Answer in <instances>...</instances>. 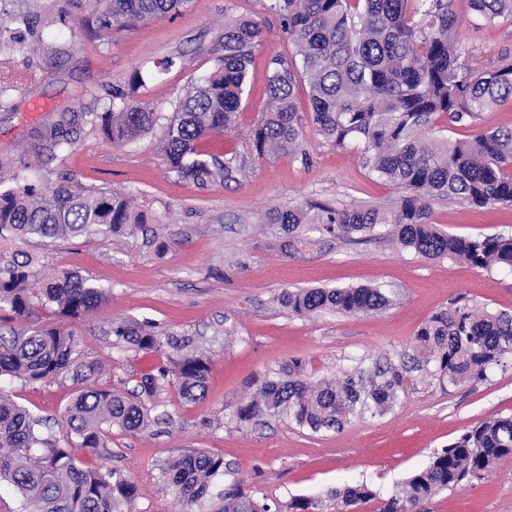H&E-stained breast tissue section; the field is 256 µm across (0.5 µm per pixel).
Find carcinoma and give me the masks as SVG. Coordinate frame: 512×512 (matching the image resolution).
<instances>
[{
  "label": "carcinoma",
  "mask_w": 512,
  "mask_h": 512,
  "mask_svg": "<svg viewBox=\"0 0 512 512\" xmlns=\"http://www.w3.org/2000/svg\"><path fill=\"white\" fill-rule=\"evenodd\" d=\"M99 29L132 27L151 18L176 14L189 0H99ZM487 23L512 20V0H471ZM264 9L278 19L295 43L298 59L274 55L268 63L267 109L253 129L260 157L284 151L308 161L300 141L295 88L303 83L312 121L334 147L357 148L376 177L400 187L397 205L273 208L267 219L288 234V246L302 239L303 224L332 237L355 241L386 226L400 245L427 257H448L473 268H512V236H457L431 221V201L480 208L512 207V129L495 128L464 139L435 135L436 120L448 128L475 122L481 114L512 101V64L478 69L462 59L457 17L450 0H265ZM257 20L239 16L224 21V55L220 67L192 84L176 115L164 126L162 151L171 172L197 183L223 180L242 165L201 157L197 140L231 126L242 103L248 66L262 41ZM112 109L94 115L91 124L113 142L131 143L157 125L155 112L123 92L113 95ZM71 121L61 117L45 127L40 141L53 150L71 143ZM30 166L15 172L16 185L0 189V312L11 320L29 317L36 306L55 308L67 319H80L104 299L89 277L62 270L41 275L23 245L34 237L69 239L90 235L132 236L148 218L120 194L69 182H29ZM390 297L378 287L308 288L285 291L282 306L297 315L359 314L386 308ZM115 344L162 355L173 346L151 328L133 320L112 322ZM416 347L433 364V373L450 384L483 381L487 371L512 354V314L485 306L454 304L435 313L420 328ZM73 330L61 325L26 327L0 336V376L45 382L68 376L77 385L65 408L70 438L65 444L41 436L37 420L0 393V482L18 496L20 512H122L139 496L129 476L85 463L73 448L105 447L113 428L135 432L148 427L158 397L175 379L185 403L206 395L209 366L184 344L177 367L164 363L140 374L130 391L96 384L100 364L77 352ZM403 371L390 363L346 373L329 381H312L294 358L269 371L259 388L233 412L239 427L263 418H286L313 434L340 429L353 416H383L404 392ZM512 456V416L493 417L467 429L429 463L413 471L388 497L361 482L330 492L336 512H422L444 490L462 489L482 480L499 460ZM229 477L214 491V479ZM161 477L180 501L212 507V512H321L311 498L286 505L259 501L246 491L224 463V456L191 449L170 459Z\"/></svg>",
  "instance_id": "cac0c4a2"
}]
</instances>
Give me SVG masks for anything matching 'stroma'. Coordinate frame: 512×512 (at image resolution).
I'll return each instance as SVG.
<instances>
[{
	"label": "stroma",
	"instance_id": "stroma-1",
	"mask_svg": "<svg viewBox=\"0 0 512 512\" xmlns=\"http://www.w3.org/2000/svg\"><path fill=\"white\" fill-rule=\"evenodd\" d=\"M262 3L189 0L177 16L99 38L91 25L95 0H0V86L11 103L0 111V184L11 185L23 159L50 181L131 197L149 219L146 232L129 237L30 244L44 273L73 271L108 291L105 302L74 325L79 354L100 361L96 382L112 390L132 388V375L159 363L175 366L181 357L176 349L160 357L115 347L112 321L131 319L161 336L191 339L209 363L204 399L183 403L177 383H169L157 410L160 423L135 433L111 430L95 454L75 451L85 462L130 476L140 490L136 512H187L163 483L161 468L189 449L222 454L246 488L284 503L324 499L362 481L386 494L467 427L512 415V356L486 380L451 385L426 371L415 346L422 325L451 304L512 313V270L426 258L383 235L359 242L326 238L307 225L298 231L303 245L288 251L281 226L268 223L275 207L390 208L401 191L372 175L357 149L336 148L319 135L302 87L297 99L308 161L289 153L257 156L249 135L266 110L268 60L296 52ZM452 9L469 62L487 69L512 64L511 21H478L471 0H452ZM238 15L261 21L264 37L235 123L219 135L229 144L220 160L244 164L234 179L205 185L177 179L163 159L161 128L127 144L106 141L86 123L84 113L108 110L113 87H126L137 71L143 76L137 99L171 118L191 83L217 67L224 20ZM172 54L181 56V66L157 72L154 60ZM64 113L75 118L71 146L37 157L38 132ZM431 207L432 222L450 234L512 235V207L445 201ZM160 240L166 252H157ZM359 285L386 288L392 303L379 313L299 316L279 302L287 290ZM293 358L325 380L388 360L405 369L407 387L393 412L356 416L337 431L313 434L275 418L237 428L232 414L239 402L267 370ZM1 390L44 419V437L65 440L61 416L74 390L70 379L32 384L5 376ZM425 510L512 512V457L498 461L486 479L440 493Z\"/></svg>",
	"mask_w": 512,
	"mask_h": 512
}]
</instances>
